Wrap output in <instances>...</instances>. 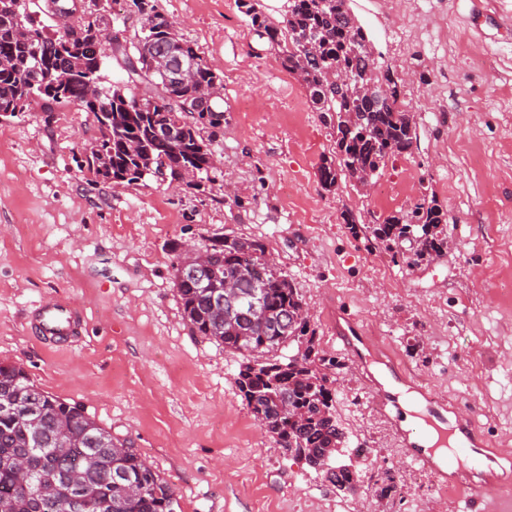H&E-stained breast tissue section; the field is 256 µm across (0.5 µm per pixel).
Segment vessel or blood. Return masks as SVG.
<instances>
[{"label":"vessel or blood","instance_id":"obj_1","mask_svg":"<svg viewBox=\"0 0 512 512\" xmlns=\"http://www.w3.org/2000/svg\"><path fill=\"white\" fill-rule=\"evenodd\" d=\"M45 341L55 346H64L71 339L80 337L83 332V319L65 300L47 302L33 311ZM349 333L341 339L343 353L371 389L372 405L377 414L401 438L407 455L425 468L440 483H451L467 489V507H475L482 500L483 486L492 456L483 444V434L474 416H459L449 419L448 405L432 394H424L417 416L424 429L433 430L437 435L435 448H423L412 441L408 431L400 427L399 416L394 408L399 405V397L376 384L368 370L370 347L364 330L355 318H347ZM446 448L447 453L436 456V448Z\"/></svg>","mask_w":512,"mask_h":512}]
</instances>
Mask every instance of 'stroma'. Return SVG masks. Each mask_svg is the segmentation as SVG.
<instances>
[{"label": "stroma", "instance_id": "obj_1", "mask_svg": "<svg viewBox=\"0 0 512 512\" xmlns=\"http://www.w3.org/2000/svg\"><path fill=\"white\" fill-rule=\"evenodd\" d=\"M155 5L223 81L213 180L202 192L151 179L116 191L84 163L92 113L34 103L0 117V363L131 441L174 489L175 512H463L376 418L333 326L349 308L512 456V0H348L416 119L411 152L388 158L368 193L345 176L321 185L331 130L237 0ZM425 198L447 218L448 246L409 266L371 228ZM216 235L265 244L338 361L334 414L367 451L354 494L283 453L236 387L239 356L184 319L180 246ZM56 299L87 325L68 349L44 346L28 322ZM386 470L395 487L383 496L374 478Z\"/></svg>", "mask_w": 512, "mask_h": 512}]
</instances>
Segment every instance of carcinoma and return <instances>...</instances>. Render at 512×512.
I'll list each match as a JSON object with an SVG mask.
<instances>
[{
    "mask_svg": "<svg viewBox=\"0 0 512 512\" xmlns=\"http://www.w3.org/2000/svg\"><path fill=\"white\" fill-rule=\"evenodd\" d=\"M248 25L274 48L282 66L296 76L313 108L336 139V159H325L319 180L326 189L336 186L338 171L374 178L391 156L408 152L416 140L413 116L400 110L398 81L390 71H381L370 56V41L359 25L349 23L347 0H289L283 21L274 22L257 8L255 0H238ZM46 25L27 6L15 9L13 0H0V116H16L32 102L42 101V111L53 112L58 104H73L93 113L98 134L85 157L88 170L106 157L112 175L133 184L155 178L156 170L186 165L198 171L188 187L200 188L215 169L212 142L224 129L222 80L188 41L168 30V19L151 0H130L141 17L134 38L115 41L107 47L96 44L100 24L90 20L78 0H51ZM287 31L289 40L280 38ZM311 41L313 53L300 44ZM179 43L181 55L197 61L193 75L175 88L151 70L149 58L167 42ZM69 61L49 76L35 70L36 53ZM110 57L125 78L111 88L100 89L94 104L85 99L89 81L100 78L104 59ZM333 71L350 83L336 90L324 85ZM386 85L390 95L380 97ZM143 85L144 97L153 109L133 105L137 96L129 86ZM215 93L210 104L197 106L200 88ZM181 127L176 144L158 138L156 126ZM445 223L435 202L419 203L410 211L388 217L374 228V238L389 244H407L404 260L415 265L433 259L447 244ZM212 255V275L207 287L177 275L174 283L184 317L192 330L224 345L242 357L235 384L261 429L277 440L296 459L309 460L342 443V431L333 417L336 398V358L316 348L315 330L309 321L293 322L303 300L288 275L265 262L266 247L258 239L235 236L227 241L214 236L201 244ZM235 281L237 296L245 300L260 293L258 313L242 309L230 316L228 309H215L209 295ZM294 348L293 354H284ZM36 385L23 368L0 364V402L14 408L0 409V512H63L70 487L63 470L85 456L99 460V470L88 477L89 487L83 512H173L171 486L146 463L132 443L112 433L87 416L77 404L43 393L37 421L24 411V403ZM287 404L300 411L296 422L282 410ZM40 431L42 444L36 461V480L56 487L54 501L42 508L33 499L35 485L18 481L15 458L28 452L33 434ZM122 474L133 483L131 491L109 507L101 506L98 480ZM359 471L345 470L337 477V491L354 493Z\"/></svg>",
    "mask_w": 512,
    "mask_h": 512,
    "instance_id": "carcinoma-1",
    "label": "carcinoma"
}]
</instances>
